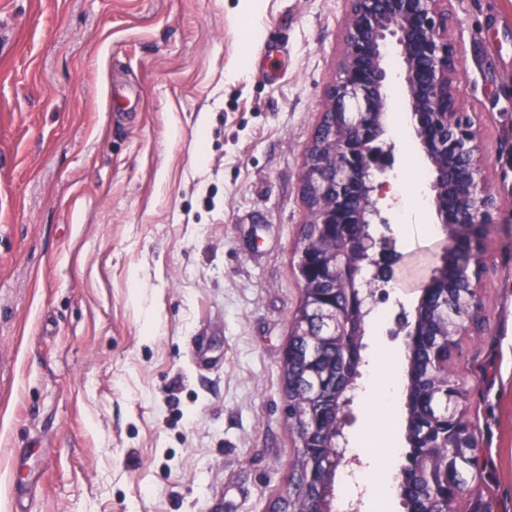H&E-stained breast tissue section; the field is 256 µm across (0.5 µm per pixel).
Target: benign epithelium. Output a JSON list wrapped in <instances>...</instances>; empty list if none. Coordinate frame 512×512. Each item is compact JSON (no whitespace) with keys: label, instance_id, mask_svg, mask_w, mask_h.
I'll return each instance as SVG.
<instances>
[{"label":"benign epithelium","instance_id":"obj_1","mask_svg":"<svg viewBox=\"0 0 512 512\" xmlns=\"http://www.w3.org/2000/svg\"><path fill=\"white\" fill-rule=\"evenodd\" d=\"M446 0H350L336 78L325 90V108L314 130L301 175V192L323 184L335 196L308 210V222L327 224L343 238L342 267L350 300L367 308L357 280L377 263L388 242L370 228L347 233L349 224H368L378 214L374 180L393 165L383 148L387 112L385 54L402 58L413 133L436 173L432 203L442 224L453 228L448 249L467 246L482 264V240L495 223L498 198L489 190L480 154V133L460 120L461 92L454 82L456 51L448 35Z\"/></svg>","mask_w":512,"mask_h":512}]
</instances>
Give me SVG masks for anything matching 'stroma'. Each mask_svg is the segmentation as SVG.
<instances>
[{
  "label": "stroma",
  "instance_id": "stroma-1",
  "mask_svg": "<svg viewBox=\"0 0 512 512\" xmlns=\"http://www.w3.org/2000/svg\"><path fill=\"white\" fill-rule=\"evenodd\" d=\"M500 215L451 377L512 512V0H448ZM348 0H0V512H273L300 452L283 360L300 176ZM257 27L254 42L244 32ZM206 127H199V115ZM407 349L451 231L380 207Z\"/></svg>",
  "mask_w": 512,
  "mask_h": 512
}]
</instances>
